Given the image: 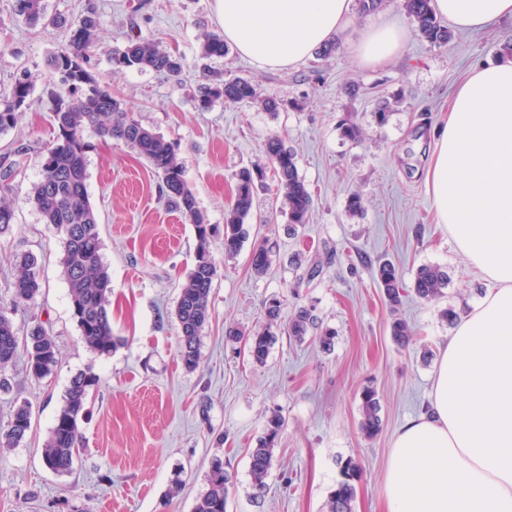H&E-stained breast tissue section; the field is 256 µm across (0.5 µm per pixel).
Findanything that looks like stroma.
Masks as SVG:
<instances>
[{
	"label": "stroma",
	"instance_id": "35a3bbf8",
	"mask_svg": "<svg viewBox=\"0 0 512 512\" xmlns=\"http://www.w3.org/2000/svg\"><path fill=\"white\" fill-rule=\"evenodd\" d=\"M213 2L44 0L48 16L68 20L87 5L97 7L103 20L97 77L143 124L174 144L213 229L218 274L201 362L189 371L178 356L174 311L195 263L194 228L166 207L161 178L144 158L121 141L93 134L87 190L99 217L119 344L107 356L84 345L61 272L60 240L25 200L56 136L46 59L67 34L29 27L14 13L13 0H0V89L22 68L34 83L16 128L0 134V151L21 152L12 178L15 224L0 237V304L10 300L17 256L35 253L42 290L15 323L23 331L32 321L42 322L59 349L55 372L42 381L28 377L21 358L5 371L10 388L0 391V426L26 402L32 427L17 446L0 449V512H194L216 458L230 475L227 512H326L339 463L349 458L362 467L354 512H384L393 436L406 418L427 412L431 375L452 332L440 312L469 310L488 288L456 251L445 226L436 223L425 176L431 134L446 119L451 94L479 63L512 60V19L474 32L454 30L447 45L433 47L418 36L401 0H384L365 23H391L407 32L401 54L385 65L361 66L349 44L329 59L314 54L277 69L259 67L232 48L213 67L254 80L263 96L283 105L271 113L218 102L203 112L198 35L220 28ZM132 34L182 55L180 80L112 66L113 49ZM353 84L359 88L354 96L347 92ZM384 103L391 116L382 125L375 112ZM343 119L363 129L362 140L341 136ZM275 134L296 154L313 197L310 220L298 236H288L286 215L271 208L277 183L266 180L256 194L267 223L249 221L250 237L240 253L225 257L224 213L235 174L263 158L264 142ZM354 193L364 206L355 216L346 209ZM257 235L267 237L273 251L263 276L249 264ZM296 254L302 258L298 267L291 263ZM316 260L323 272L306 281V268ZM385 261L401 277L395 313L376 281ZM426 264L448 273L443 296L431 303L413 293L416 271ZM272 298L286 316L313 308L319 325L336 332L333 349L322 351L309 338L295 341L282 330L266 363L253 364L226 331L261 327ZM396 313L412 330L402 346L390 333ZM83 371L99 382L88 397L83 447L72 472L60 476L45 467L41 450L71 378ZM366 387L376 390L381 406L382 430L372 439L358 428L359 395ZM275 413L285 425L266 487L258 492L249 451ZM175 485L178 495L169 496Z\"/></svg>",
	"mask_w": 512,
	"mask_h": 512
}]
</instances>
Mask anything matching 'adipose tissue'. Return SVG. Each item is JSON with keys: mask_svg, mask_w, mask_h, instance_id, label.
I'll use <instances>...</instances> for the list:
<instances>
[{"mask_svg": "<svg viewBox=\"0 0 512 512\" xmlns=\"http://www.w3.org/2000/svg\"><path fill=\"white\" fill-rule=\"evenodd\" d=\"M352 0H214L225 42L282 68L350 29ZM438 16L480 30L512 18V0H434ZM361 64L403 47L391 24L354 30ZM426 174L437 223L489 281L459 316L432 374L431 408L395 434L387 512H512V62L476 67L433 132Z\"/></svg>", "mask_w": 512, "mask_h": 512, "instance_id": "ef3b65f1", "label": "adipose tissue"}]
</instances>
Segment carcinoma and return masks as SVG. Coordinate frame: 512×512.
Here are the masks:
<instances>
[{"label": "carcinoma", "mask_w": 512, "mask_h": 512, "mask_svg": "<svg viewBox=\"0 0 512 512\" xmlns=\"http://www.w3.org/2000/svg\"><path fill=\"white\" fill-rule=\"evenodd\" d=\"M403 9L411 19L420 37L431 46L447 44L451 32L440 24L432 0H403ZM16 14L31 26L46 25L43 0H15ZM72 33L67 46L53 54L49 65L57 76L49 98L53 104L52 119L58 130L55 143L46 151L40 179L34 183L26 201L40 214L42 222L60 236L64 277L72 303V314L81 331L86 347L98 354L108 355L116 348L118 339L112 331L110 313V277L102 258V238L98 215L86 188V153L90 144L88 132L101 139L121 140L130 145L162 176V195L170 208L178 211L193 227L208 223L199 209L195 194L184 176L172 142L141 123L123 99L102 86L92 71L99 34L102 28L100 14L93 7L71 23ZM227 52L224 35L204 31L199 35V56L204 60L222 57ZM111 64L117 67L153 71L174 80L183 72L182 57L164 48L158 42L128 38L127 43L112 52ZM206 80L198 107L206 110L221 100L229 106L253 104L266 112L279 110L275 98H261L251 79L224 76V72L203 69ZM33 88L32 75L22 69L13 77L10 87L0 93V133L12 129L20 110L28 105ZM19 153L0 155V236L9 233L14 224L15 210L7 201L13 192L9 179L20 167ZM265 156L269 167L259 164L242 168L237 174L234 198L224 217V255L236 256L246 238V221L257 213L254 186L242 181L252 172H272L281 196V211L288 215V232L295 235L309 222L312 196L305 181L299 176L294 152L286 147L282 137L272 135L265 142ZM197 251L193 269L180 286L176 318L180 326L179 356L184 368L195 370L200 363V335L209 320L212 284L218 265L211 251V239L196 233ZM19 272L12 283L9 306H0V371L13 363L19 355L26 359L28 375L36 380L50 376L58 365L56 342L45 328L35 325L26 336H19L13 315L25 310L41 291L38 259L33 254L16 258ZM271 264V250L267 241L253 246L250 265L257 275L267 272ZM377 281L391 306V335L399 342L408 341L411 330L399 317L401 303L400 274L390 262L377 268ZM448 285V274L436 265H422L417 269L413 290L417 298L431 302L442 296ZM315 326L312 310L298 308L288 319L287 331L296 341L305 339ZM281 327L280 303L272 301L266 307V323L259 330L244 335L231 329L228 336L244 340L249 359L254 364L266 362L275 341L273 328ZM97 384V377L80 372L70 381L64 402L55 424L42 448L45 466L57 475L73 470L82 439L81 423L89 392ZM359 429L371 439L382 430L380 401L375 390L367 388L360 394ZM284 425L283 418L272 415L263 436L249 454L254 486L261 491L272 467L275 447ZM31 427V412L26 405L18 406L7 428L0 429V447L17 445ZM362 470L358 462L349 458L340 467V479L328 494L326 512H353L356 482ZM229 475L222 460L212 462L208 487L200 496L195 512H227Z\"/></svg>", "instance_id": "obj_1"}]
</instances>
